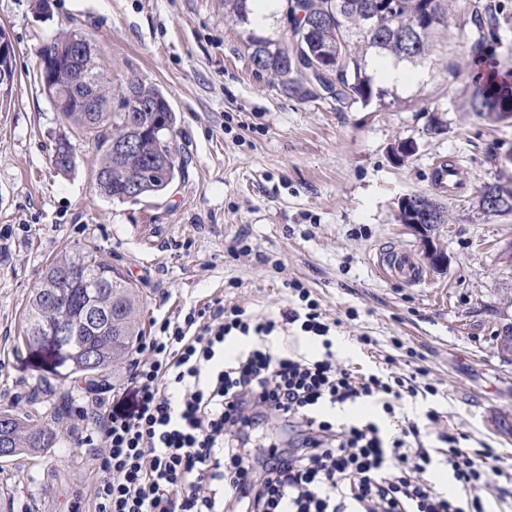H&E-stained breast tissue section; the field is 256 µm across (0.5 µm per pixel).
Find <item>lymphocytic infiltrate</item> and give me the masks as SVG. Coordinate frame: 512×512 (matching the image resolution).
Returning <instances> with one entry per match:
<instances>
[{
	"label": "lymphocytic infiltrate",
	"instance_id": "obj_1",
	"mask_svg": "<svg viewBox=\"0 0 512 512\" xmlns=\"http://www.w3.org/2000/svg\"><path fill=\"white\" fill-rule=\"evenodd\" d=\"M279 318L215 301L163 320L132 360L125 397L96 398L84 438L97 477L81 512H486L499 476L489 448L466 452L443 432L460 495L437 491L417 422L395 418L414 385L340 363L334 328L300 281ZM320 339L314 355L272 345L289 326ZM374 403L391 429L337 418ZM296 428L285 444L269 419Z\"/></svg>",
	"mask_w": 512,
	"mask_h": 512
}]
</instances>
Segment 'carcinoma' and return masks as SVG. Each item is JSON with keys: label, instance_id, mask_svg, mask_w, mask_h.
<instances>
[{"label": "carcinoma", "instance_id": "cac0c4a2", "mask_svg": "<svg viewBox=\"0 0 512 512\" xmlns=\"http://www.w3.org/2000/svg\"><path fill=\"white\" fill-rule=\"evenodd\" d=\"M254 0H224L225 13L236 23H250ZM373 27H361V18L371 5ZM284 15L291 24L278 39L246 35L249 61L257 71L279 78L291 96L312 92L314 82H327L336 89V109L374 104L386 108L403 102L397 90L381 85L376 63L388 59L422 71L432 63L438 37L448 23V0H284ZM479 30L496 24L492 5H473L463 20ZM74 33L56 37L39 51L53 53L58 66L52 72L54 98L65 103L62 120L94 136L100 152L96 184L100 192L118 203L129 202L131 191L139 197L163 194L186 161L179 156L174 131L176 115L167 97L153 85L139 80L114 91L106 75L107 64L93 50L87 62L69 59ZM92 85L98 111L87 112L76 100L78 88ZM470 110L479 117L506 121L512 118V84L484 81L472 96ZM60 159L55 167L67 171L73 162L67 156L74 146L67 135L58 139ZM495 205L478 200L486 215L512 214V179L493 185ZM142 292L122 270L102 262L92 251L66 250L45 269L42 281L30 296L20 336L31 359L65 381L93 377L133 354L141 342ZM101 311V324L88 321L90 311ZM63 321L73 328L64 354L53 353L47 330ZM7 425L0 427V457L26 456L53 447L54 425L66 412L55 407L51 421L34 410L23 415L0 411Z\"/></svg>", "mask_w": 512, "mask_h": 512}]
</instances>
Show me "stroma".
Masks as SVG:
<instances>
[{"mask_svg":"<svg viewBox=\"0 0 512 512\" xmlns=\"http://www.w3.org/2000/svg\"><path fill=\"white\" fill-rule=\"evenodd\" d=\"M474 0H448L451 23L408 100L377 112L337 110L326 95L293 97L270 73L255 70L242 26L224 0H0V27L15 48V82L0 103V410L48 409L62 399L86 404L88 384L120 394L122 362L103 375L66 381L43 371L18 343L26 304L61 251L86 248L117 265L143 293L145 334L155 321L215 300L278 313L289 280H301L328 318L339 320L336 354L369 372L396 359V375H416L436 395L418 392L399 405L416 421L437 410L423 443L462 432L470 449L491 448L502 479H512V364L492 337L512 318V267L498 247L512 240V215L486 217L474 203L484 184L512 178V119L493 122L469 108L476 76L496 66L512 77V0H487L497 25L475 58V35L458 14ZM62 32L93 38L112 81L158 86L176 114L185 173L166 193L136 203L102 197L93 172L100 155L77 135L67 172L51 161L61 118L41 91L38 51ZM440 118L441 131L430 129ZM402 140L415 149L395 161ZM458 168L454 190L434 181L437 161ZM427 195L447 208L433 233L449 256L446 271L425 270L415 286L384 276L381 254L423 259L420 237L401 224L398 203ZM246 234L250 254L230 251ZM375 338L371 349L358 339ZM86 425L66 416L54 448L0 458V512H68L95 477Z\"/></svg>","mask_w":512,"mask_h":512,"instance_id":"stroma-1","label":"stroma"}]
</instances>
